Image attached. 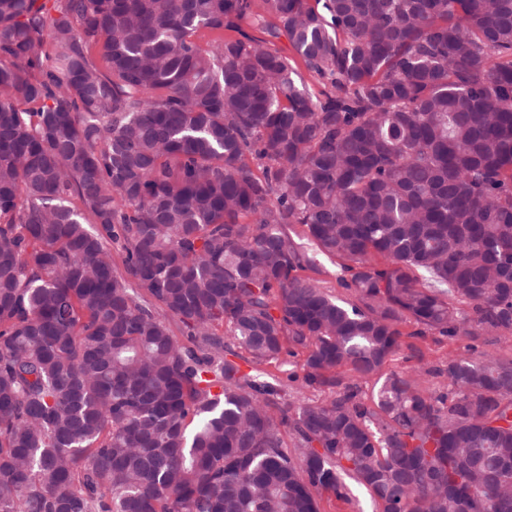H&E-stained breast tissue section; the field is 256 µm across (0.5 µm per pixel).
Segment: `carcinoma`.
Masks as SVG:
<instances>
[{
    "label": "carcinoma",
    "instance_id": "cac0c4a2",
    "mask_svg": "<svg viewBox=\"0 0 512 512\" xmlns=\"http://www.w3.org/2000/svg\"><path fill=\"white\" fill-rule=\"evenodd\" d=\"M405 320L512 340V0H0V512H512V358ZM315 270H307L301 274L306 277L318 281L320 286L331 296L346 300L351 297V293L343 288L336 280V273L339 271L336 266V259H330L323 255H316ZM402 336V345L396 355L388 361L385 372L397 373H419L422 375L424 385L434 391L441 390L444 378L436 376L433 371L436 368H443L448 364V359L458 354L466 352V346L476 347L474 357L484 349L497 348L501 353L512 356V342H503L496 346H487L484 344V337L476 340L466 338L451 340L446 337H440L437 334L428 333L425 337L408 336L415 328L409 323L400 325ZM305 359L304 353H299L296 357H289L283 355L278 361H272L260 366L261 372L265 373V377L272 381V379L280 380L287 385L288 394L294 396H301L307 402L320 404L325 403L330 398L334 397L336 389H318L305 386L303 382V363ZM295 374L296 379H289V375ZM319 503V512H380L372 500L369 492L355 487L349 499H339L329 490H320L316 494Z\"/></svg>",
    "mask_w": 512,
    "mask_h": 512
}]
</instances>
